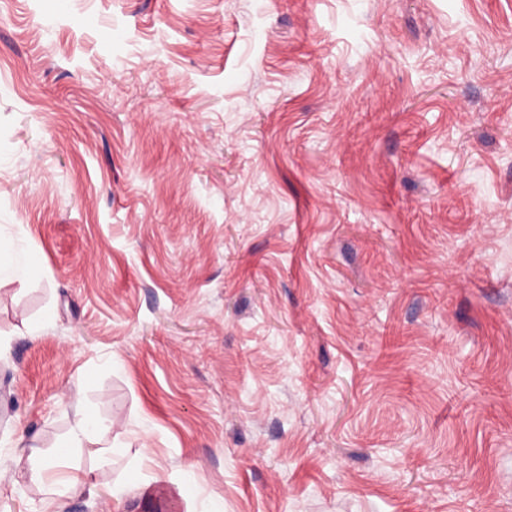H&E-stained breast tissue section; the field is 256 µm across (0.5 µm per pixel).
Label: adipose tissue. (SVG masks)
Instances as JSON below:
<instances>
[{"mask_svg":"<svg viewBox=\"0 0 512 512\" xmlns=\"http://www.w3.org/2000/svg\"><path fill=\"white\" fill-rule=\"evenodd\" d=\"M108 429L105 420L92 413L83 417L70 429L56 445L55 453L44 452L39 446L29 445L27 458L30 463L28 476L31 481L45 487L47 493L57 500H64L86 491H92L94 484L87 477L69 475V453L74 448L99 446L102 463H111L112 458L100 443Z\"/></svg>","mask_w":512,"mask_h":512,"instance_id":"1","label":"adipose tissue"}]
</instances>
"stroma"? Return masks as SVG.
<instances>
[{"label":"stroma","mask_w":512,"mask_h":512,"mask_svg":"<svg viewBox=\"0 0 512 512\" xmlns=\"http://www.w3.org/2000/svg\"><path fill=\"white\" fill-rule=\"evenodd\" d=\"M0 242V512H512V0H0ZM110 425L93 413H86L70 429L68 434L56 444V451L47 454L37 445H29L27 458L30 463L28 476L31 481L46 488L62 504L85 491L92 492L93 482L88 476L83 478L67 474L69 468L70 448H86L88 445H99L102 464H112V458L105 446L100 445Z\"/></svg>","instance_id":"35a3bbf8"}]
</instances>
